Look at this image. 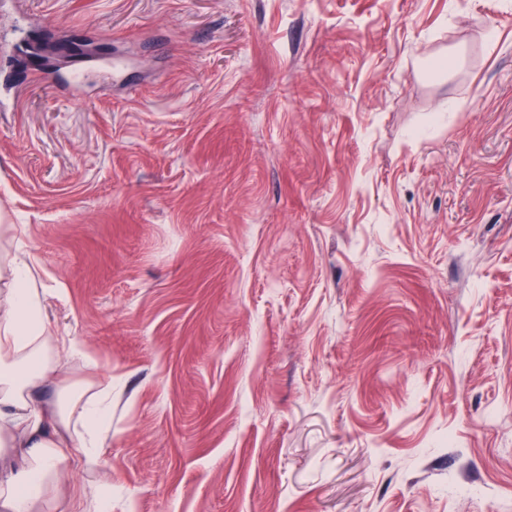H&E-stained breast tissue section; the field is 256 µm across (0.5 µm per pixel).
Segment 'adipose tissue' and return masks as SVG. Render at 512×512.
<instances>
[{"instance_id": "1", "label": "adipose tissue", "mask_w": 512, "mask_h": 512, "mask_svg": "<svg viewBox=\"0 0 512 512\" xmlns=\"http://www.w3.org/2000/svg\"><path fill=\"white\" fill-rule=\"evenodd\" d=\"M43 297L28 264L18 256L0 259V512H43L59 496L71 447L96 462L112 417V391L96 399L67 394L46 403V384L62 363L45 336ZM84 431L75 441L62 431L71 419Z\"/></svg>"}]
</instances>
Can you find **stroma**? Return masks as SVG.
Instances as JSON below:
<instances>
[{"label": "stroma", "instance_id": "stroma-1", "mask_svg": "<svg viewBox=\"0 0 512 512\" xmlns=\"http://www.w3.org/2000/svg\"><path fill=\"white\" fill-rule=\"evenodd\" d=\"M4 93L0 225L112 385L64 487L512 512V0H0Z\"/></svg>", "mask_w": 512, "mask_h": 512}]
</instances>
